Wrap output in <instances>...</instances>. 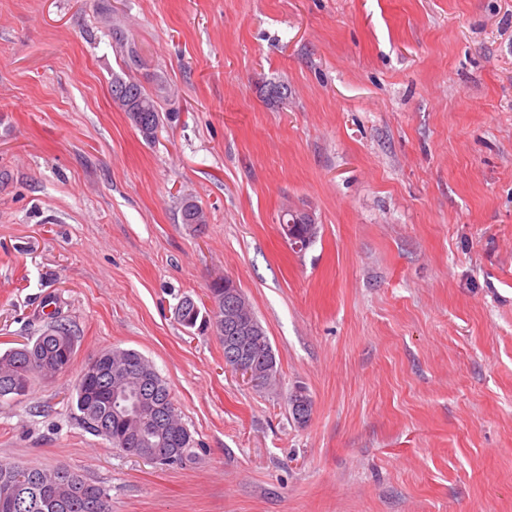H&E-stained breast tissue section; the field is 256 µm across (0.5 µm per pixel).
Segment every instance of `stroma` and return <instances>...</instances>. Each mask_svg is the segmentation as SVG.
<instances>
[{
  "mask_svg": "<svg viewBox=\"0 0 512 512\" xmlns=\"http://www.w3.org/2000/svg\"><path fill=\"white\" fill-rule=\"evenodd\" d=\"M126 72L171 86L153 141L112 104ZM219 276L276 390L175 320ZM55 319L74 360L0 400V460L112 512H512V0H0V351ZM115 347L168 383L190 462L81 426L74 383ZM288 216H290L288 224H281L282 235L289 241L292 247H296V244L294 243L296 241L294 224L297 230L298 243L301 244V247L297 252L300 253L306 251L317 238L318 225L306 224L305 216L299 211H294L292 213L288 211ZM290 220L293 221V224H289ZM309 225L311 226V239H307Z\"/></svg>",
  "mask_w": 512,
  "mask_h": 512,
  "instance_id": "35a3bbf8",
  "label": "stroma"
}]
</instances>
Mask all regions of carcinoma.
<instances>
[{
  "mask_svg": "<svg viewBox=\"0 0 512 512\" xmlns=\"http://www.w3.org/2000/svg\"><path fill=\"white\" fill-rule=\"evenodd\" d=\"M113 40L115 47L127 65L138 62V53L134 43L124 36L118 28H113ZM126 87V93L120 94L112 90V102L129 119H134L133 109L145 114L150 119L148 129L152 133L157 130L162 121L159 112V103L166 97L167 85L162 79L156 80L153 90H146L133 78L124 79L116 76L112 79V85ZM290 220L296 226L300 251L307 250L316 240L318 225L305 223V216L294 211L288 213ZM181 217L185 224L208 223L207 213L197 204L191 203V199L184 198L181 201ZM208 298L219 306L215 312L208 307L194 306L182 314L178 323L184 327H200L212 329L219 339H224V285L212 284L208 288ZM72 335L70 327L63 322H56L49 326L35 340L11 347L0 354V391L6 387H12L28 383L33 386L36 377L34 372L42 369H54V373L64 370L57 365L56 355L59 348L64 345V338ZM112 358L124 360L134 359L139 365V370L148 373L159 386L158 392L152 395L154 414H169L170 426L164 433L154 432L147 425L148 415H132L128 418L120 417L110 420L112 433H107L101 427L98 420L86 415L81 407V402L86 399L83 390V378H78L75 384L76 409L79 412L78 419L82 426L90 433L108 440L112 447L129 455L144 459L150 457L153 463L163 466L180 465L191 457V449L195 447L192 433L185 429L180 414L171 395V391L165 380L157 373L154 366L141 354L134 350L114 348ZM184 431L189 437L176 458L171 460L167 454H158V448H170L171 433ZM15 463L0 461V512H98L95 508L96 499L108 495L107 490L88 480L84 475L72 469L67 473H61V467L43 469L36 466L26 467L22 475L14 470Z\"/></svg>",
  "mask_w": 512,
  "mask_h": 512,
  "instance_id": "cac0c4a2",
  "label": "carcinoma"
}]
</instances>
